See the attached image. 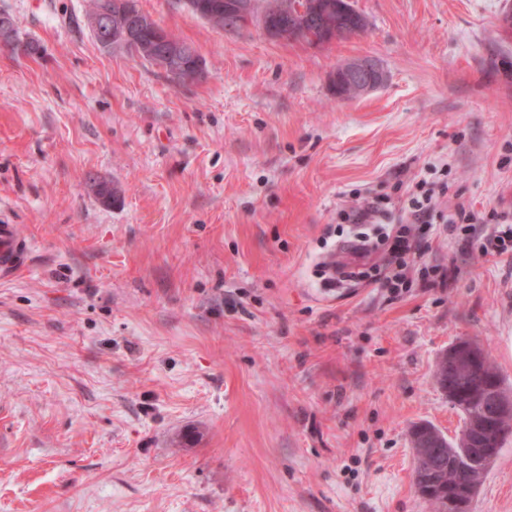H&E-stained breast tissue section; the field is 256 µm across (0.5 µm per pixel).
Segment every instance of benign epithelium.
I'll return each mask as SVG.
<instances>
[{"instance_id":"7a95c632","label":"benign epithelium","mask_w":512,"mask_h":512,"mask_svg":"<svg viewBox=\"0 0 512 512\" xmlns=\"http://www.w3.org/2000/svg\"><path fill=\"white\" fill-rule=\"evenodd\" d=\"M107 16L124 24L122 36L131 39L142 31L153 33V43L166 48V58L174 82L188 79V64L184 54L171 34L151 16L132 11L130 0H104L102 8L88 18L90 29L106 45L112 44V32L101 28L102 17ZM310 17V11L301 4L294 5V14L288 22L275 26L269 24L263 29L267 38L274 41H291L300 37L303 19ZM338 87H352L360 96L367 95L387 81L383 67L367 56L343 60L333 73ZM486 353L475 343L459 341L452 345L441 358V370L448 375V381L440 388L448 394V400L465 414V423L458 438L463 447L462 460L477 464L485 459H494L499 451L500 434L497 428L501 421L512 417V391L503 387L496 379L485 381L483 376ZM449 447L447 438L436 428L425 426L412 437V448L416 468L423 471L439 472L443 468V451ZM468 489L444 497L442 512H466Z\"/></svg>"}]
</instances>
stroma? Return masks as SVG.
I'll return each instance as SVG.
<instances>
[{
  "label": "stroma",
  "instance_id": "35a3bbf8",
  "mask_svg": "<svg viewBox=\"0 0 512 512\" xmlns=\"http://www.w3.org/2000/svg\"><path fill=\"white\" fill-rule=\"evenodd\" d=\"M355 6L364 34L311 46L139 0L205 61L177 85L102 49L88 0H0L42 48L0 47V224L31 242L0 281V512H430L410 429L458 435V341L512 387V256L442 224L435 285L328 265L413 180L512 214V0ZM364 55L386 84L336 98ZM361 196L385 216L341 220ZM470 512H512V438Z\"/></svg>",
  "mask_w": 512,
  "mask_h": 512
}]
</instances>
